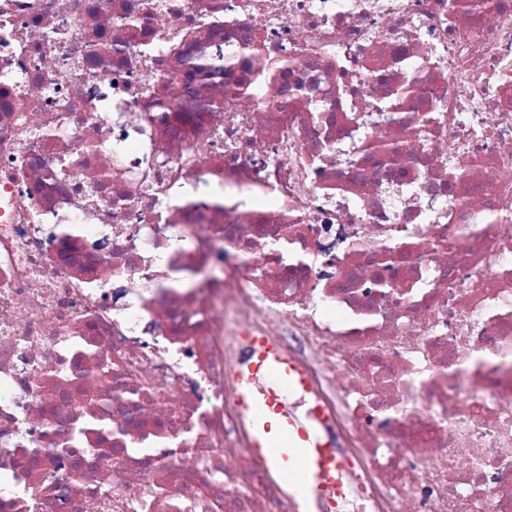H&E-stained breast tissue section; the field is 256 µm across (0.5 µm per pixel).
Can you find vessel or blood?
Wrapping results in <instances>:
<instances>
[{"mask_svg":"<svg viewBox=\"0 0 512 512\" xmlns=\"http://www.w3.org/2000/svg\"><path fill=\"white\" fill-rule=\"evenodd\" d=\"M239 394L241 415L252 432L249 452L289 489L306 492L328 486L339 469L335 454L316 448L315 431L288 415L283 395L308 388L309 381L281 347L252 339Z\"/></svg>","mask_w":512,"mask_h":512,"instance_id":"vessel-or-blood-1","label":"vessel or blood"}]
</instances>
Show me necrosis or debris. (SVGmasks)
Segmentation results:
<instances>
[{
	"mask_svg": "<svg viewBox=\"0 0 512 512\" xmlns=\"http://www.w3.org/2000/svg\"><path fill=\"white\" fill-rule=\"evenodd\" d=\"M286 324L333 512H512V0H0V505L287 512ZM284 349L264 338H251L252 357L246 362L239 403L243 422L251 429L249 454L260 460L280 482L291 490L302 484L305 494L314 499L316 488L336 481L338 453L346 448L341 432L323 435L335 443L336 455L315 448V431L288 415L282 397L288 392L308 389L305 374L293 361V353L304 358L308 349L302 336L286 331ZM266 383L267 392L259 395L251 388L253 378ZM309 492V495H308Z\"/></svg>",
	"mask_w": 512,
	"mask_h": 512,
	"instance_id": "obj_1",
	"label": "necrosis or debris"
}]
</instances>
